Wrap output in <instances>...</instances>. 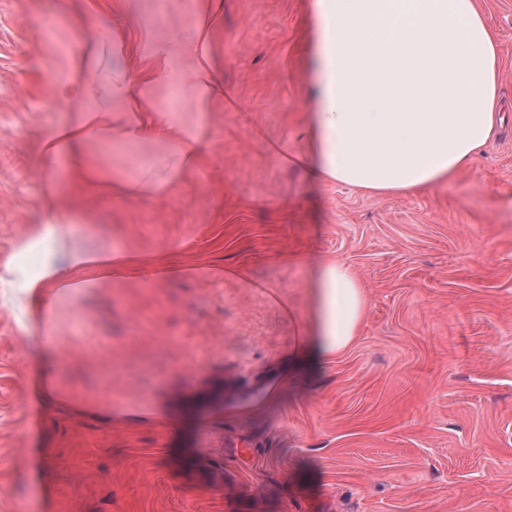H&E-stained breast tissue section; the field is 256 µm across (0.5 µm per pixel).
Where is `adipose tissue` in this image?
Returning <instances> with one entry per match:
<instances>
[{
	"instance_id": "1",
	"label": "adipose tissue",
	"mask_w": 512,
	"mask_h": 512,
	"mask_svg": "<svg viewBox=\"0 0 512 512\" xmlns=\"http://www.w3.org/2000/svg\"><path fill=\"white\" fill-rule=\"evenodd\" d=\"M214 0H194L188 33L170 38L142 27L126 34L86 33L87 48L62 90L70 117L42 141L64 160L69 182L122 197H169L197 173L213 143L212 111L222 81L211 50L208 20ZM314 47L306 78L308 112L297 132L303 147L279 157L322 183L370 194L417 191L448 184L467 169L500 120L495 37L475 0H313ZM171 85L191 114L162 112L155 90ZM159 140L165 151L139 166L135 178L105 180L88 166L92 140ZM124 269L155 281L181 274L153 271L122 249L78 251L63 264L44 263L22 283L82 287V273ZM307 303L289 309L298 334L288 353V380L310 377L347 351L368 298L355 270L333 256L310 258Z\"/></svg>"
}]
</instances>
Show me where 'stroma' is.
I'll use <instances>...</instances> for the list:
<instances>
[{
  "mask_svg": "<svg viewBox=\"0 0 512 512\" xmlns=\"http://www.w3.org/2000/svg\"><path fill=\"white\" fill-rule=\"evenodd\" d=\"M499 51L504 122L447 185L365 195L316 184L270 148L302 118L311 0H221L216 148L167 198L103 194L72 220L66 164L38 145L87 29L134 36L122 0H0V264L33 224L69 249L196 266L32 299L0 282V512H512V0H477ZM179 37L184 0H142ZM158 142L92 143L112 171ZM335 256L368 309L317 378L279 372L304 260ZM242 267L256 285L225 276Z\"/></svg>",
  "mask_w": 512,
  "mask_h": 512,
  "instance_id": "35a3bbf8",
  "label": "stroma"
}]
</instances>
